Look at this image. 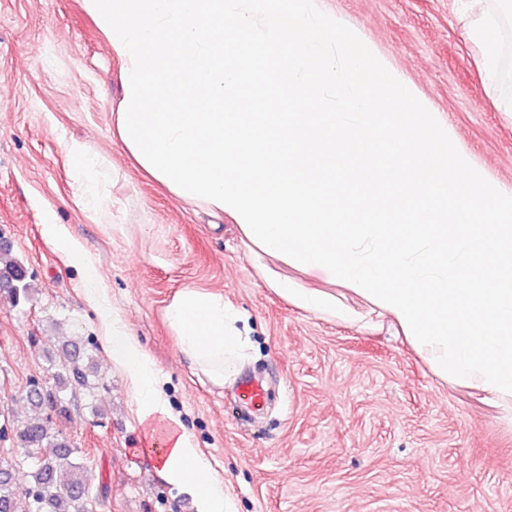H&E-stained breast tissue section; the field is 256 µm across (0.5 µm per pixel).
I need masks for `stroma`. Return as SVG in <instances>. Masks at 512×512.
Returning <instances> with one entry per match:
<instances>
[{"label":"stroma","mask_w":512,"mask_h":512,"mask_svg":"<svg viewBox=\"0 0 512 512\" xmlns=\"http://www.w3.org/2000/svg\"><path fill=\"white\" fill-rule=\"evenodd\" d=\"M361 31L392 73L445 123L462 153L512 194V25L489 77L461 0H321ZM112 55L82 0H0V250L33 286L0 301V428L32 417L30 380L52 382L49 356L84 346L104 382L68 396L54 431L79 449L94 512H197L157 472L137 401L102 345L84 282L44 234L64 225L89 252L99 286L151 356L180 416L238 512H512V412L476 384L444 381L387 319L320 272L257 257L232 217L179 200L130 156L116 131L123 96ZM100 160L112 221L76 196L66 141ZM341 297L364 326L301 310L262 268ZM224 296L252 339V358L222 386L179 351L165 308L180 289ZM265 390L261 410L240 381Z\"/></svg>","instance_id":"obj_1"}]
</instances>
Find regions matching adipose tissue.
I'll list each match as a JSON object with an SVG mask.
<instances>
[{
    "mask_svg": "<svg viewBox=\"0 0 512 512\" xmlns=\"http://www.w3.org/2000/svg\"><path fill=\"white\" fill-rule=\"evenodd\" d=\"M473 2L478 9L469 22V37L480 50L483 69L491 75L499 66L500 34L481 10L482 0ZM65 149L77 171L80 180L77 190L84 206L95 211L101 223H109L111 206L96 178V160L88 155L79 141L68 142ZM45 232L68 264L82 273L87 299L97 308L104 328L108 355L124 372L136 396L145 429L151 432L160 424L166 430L164 448L156 457L161 475L169 484L189 491L198 502L199 512H235L233 501L224 493L222 481L212 474L184 424L170 412L152 359L129 334L122 319L106 304L98 286L95 264L84 245L60 224L46 225ZM267 282L277 294L308 312L345 322L358 319L354 310L325 293L299 288L274 276L268 277ZM165 316L181 353L215 384L221 385L232 379L250 356V339L238 327L240 315L225 305L220 294L183 289L168 303Z\"/></svg>",
    "mask_w": 512,
    "mask_h": 512,
    "instance_id": "adipose-tissue-1",
    "label": "adipose tissue"
}]
</instances>
